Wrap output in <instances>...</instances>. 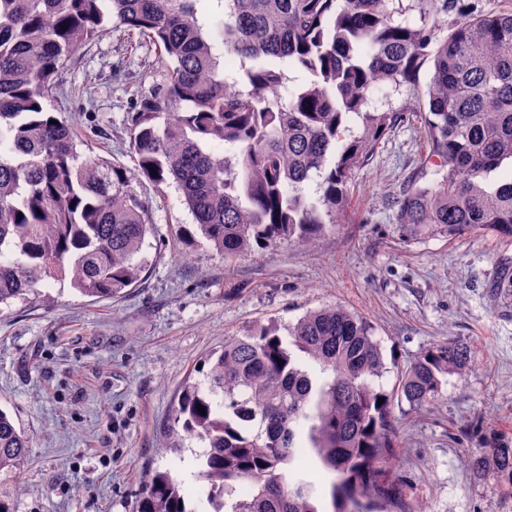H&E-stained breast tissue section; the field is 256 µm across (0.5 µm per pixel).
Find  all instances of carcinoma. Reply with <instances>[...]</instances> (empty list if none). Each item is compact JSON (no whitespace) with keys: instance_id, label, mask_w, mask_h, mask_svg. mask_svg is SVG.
<instances>
[{"instance_id":"1","label":"carcinoma","mask_w":512,"mask_h":512,"mask_svg":"<svg viewBox=\"0 0 512 512\" xmlns=\"http://www.w3.org/2000/svg\"><path fill=\"white\" fill-rule=\"evenodd\" d=\"M201 2L0 0V306L52 280L106 299L138 283L155 233L134 187L143 179L177 185L194 219L185 236L201 234L226 263L257 249L309 247L342 223L352 172L412 113L423 121L425 161L447 174L408 186L394 202L395 223L449 238H512V176L490 181L512 163V9L472 11L438 41L427 18L457 0H413L417 26L393 23L391 0H217L216 21ZM114 27L133 49L155 44L163 62L162 81L134 91L133 171L83 156L78 125L43 107L68 94L71 57ZM227 55L240 62L232 80ZM291 70L304 74L292 89ZM403 85L413 107L367 109L373 90ZM314 177L311 199L302 184ZM279 331L270 322L224 339L205 379L177 395L165 447L179 455L188 441L203 444L199 501L208 512H358L365 501L398 498L387 471L401 450L394 400L436 403L445 376L470 365V346L429 347L386 391L367 318L331 305L306 312L287 337ZM28 448L0 410V475L24 467ZM471 468L512 491V441L487 442ZM20 491L0 483V512H14ZM181 501L182 483L152 470L136 512H198Z\"/></svg>"}]
</instances>
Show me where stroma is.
Here are the masks:
<instances>
[{
	"label": "stroma",
	"instance_id": "obj_1",
	"mask_svg": "<svg viewBox=\"0 0 512 512\" xmlns=\"http://www.w3.org/2000/svg\"><path fill=\"white\" fill-rule=\"evenodd\" d=\"M152 44L127 53L120 30L69 62L68 97L87 141L81 151L134 169L128 115L133 90L159 82ZM425 133L401 123L350 181V209L311 247L278 246L225 265L203 238L181 231L193 218L175 186L139 191L156 228L140 281L100 300L50 283L0 314V409L31 441L16 475L15 512H133L145 473L171 470L194 486L193 443L163 450L160 429L185 380H200L225 337L269 321L342 305L376 328L392 389L397 370L432 345H470L472 363L449 376L432 406L395 404L403 449L389 475L401 489L389 512H512V494L470 471L490 435L512 437V239L448 238L395 224L393 201L410 181L444 175L425 163Z\"/></svg>",
	"mask_w": 512,
	"mask_h": 512
}]
</instances>
